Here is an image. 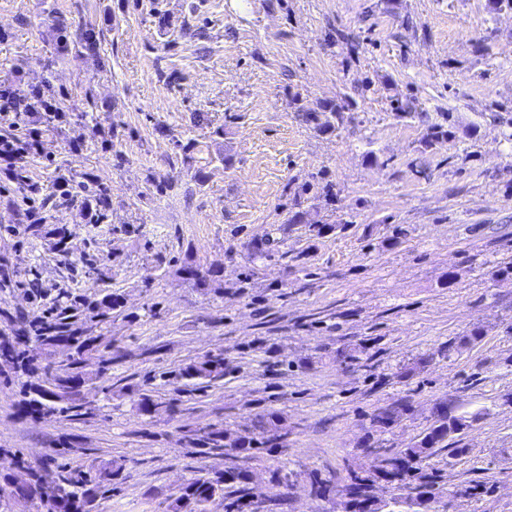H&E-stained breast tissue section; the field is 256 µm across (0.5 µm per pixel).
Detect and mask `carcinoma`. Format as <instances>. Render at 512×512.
<instances>
[{"label":"carcinoma","instance_id":"carcinoma-1","mask_svg":"<svg viewBox=\"0 0 512 512\" xmlns=\"http://www.w3.org/2000/svg\"><path fill=\"white\" fill-rule=\"evenodd\" d=\"M123 307L122 296L116 292L86 301L77 295H65L59 308L41 318L36 325L35 340L46 346L68 349L66 363L51 369L43 368L34 381L24 383V402L34 412L68 413L74 408L72 396L84 382L80 365L92 352H101L103 369L112 364V344L101 345L92 337L83 336L76 326L79 313L89 310L97 317H106ZM175 379L208 384L224 378V355L204 357L172 371ZM466 426L462 417L448 413V407L437 409V420L424 436L410 448L389 450L371 448L372 470L368 475L351 474L345 485V512H437L439 470L429 460L446 442ZM257 435L242 436L224 428H213L192 440L196 448L222 449L227 456H248L251 451L277 438L278 416H261L255 425ZM123 464L111 460L59 482L60 501L47 504L48 512H91L102 492L110 490L118 479ZM382 480L399 490L388 502H380L371 494L375 480ZM249 472L230 467L214 476H200L185 484L170 504V512H208L217 501L224 503V512H260L249 499Z\"/></svg>","mask_w":512,"mask_h":512}]
</instances>
